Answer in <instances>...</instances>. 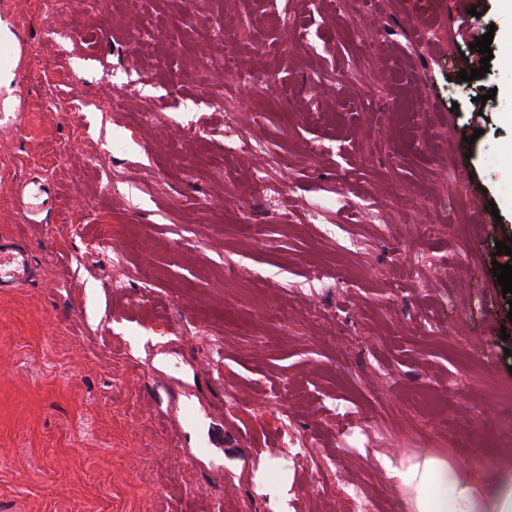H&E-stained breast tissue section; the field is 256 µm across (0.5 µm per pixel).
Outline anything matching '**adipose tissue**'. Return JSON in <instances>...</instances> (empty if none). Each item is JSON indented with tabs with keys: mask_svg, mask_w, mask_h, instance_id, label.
<instances>
[{
	"mask_svg": "<svg viewBox=\"0 0 512 512\" xmlns=\"http://www.w3.org/2000/svg\"><path fill=\"white\" fill-rule=\"evenodd\" d=\"M380 465L389 481L411 491L410 512H512L511 475L480 489L435 456L399 464L384 458Z\"/></svg>",
	"mask_w": 512,
	"mask_h": 512,
	"instance_id": "ef3b65f1",
	"label": "adipose tissue"
}]
</instances>
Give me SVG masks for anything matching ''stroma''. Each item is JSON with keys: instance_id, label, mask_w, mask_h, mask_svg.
<instances>
[{"instance_id": "obj_1", "label": "stroma", "mask_w": 512, "mask_h": 512, "mask_svg": "<svg viewBox=\"0 0 512 512\" xmlns=\"http://www.w3.org/2000/svg\"><path fill=\"white\" fill-rule=\"evenodd\" d=\"M184 2L203 29L243 18L240 39L188 43L168 0H68L58 30L40 0H0L21 49L0 239L32 260L0 291V512H274L283 482L285 512H352L353 484L371 512H407L378 460L425 453L497 481L512 470V305L492 271L512 260L495 252L512 237V14ZM140 17L155 49L132 37ZM465 26L494 35L472 81ZM240 66L279 73L287 100L224 83ZM228 106L265 158L225 152ZM261 162L292 186L276 213L242 190ZM33 176L57 192L43 224L16 213Z\"/></svg>"}]
</instances>
